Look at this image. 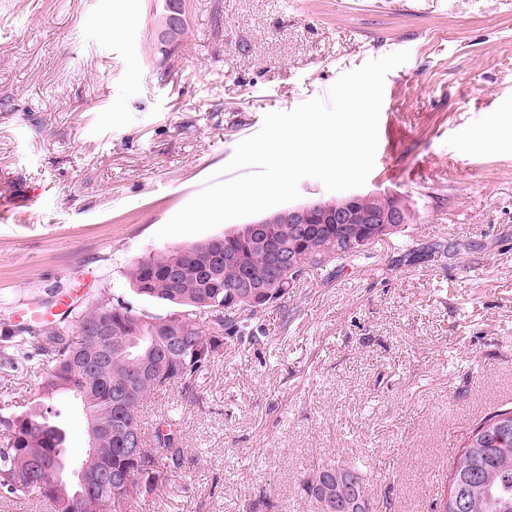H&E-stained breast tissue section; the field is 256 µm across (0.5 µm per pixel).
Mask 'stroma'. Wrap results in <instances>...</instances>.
Segmentation results:
<instances>
[{
	"instance_id": "stroma-1",
	"label": "stroma",
	"mask_w": 512,
	"mask_h": 512,
	"mask_svg": "<svg viewBox=\"0 0 512 512\" xmlns=\"http://www.w3.org/2000/svg\"><path fill=\"white\" fill-rule=\"evenodd\" d=\"M162 54L156 0H0V352L59 297L102 289L144 315L134 262L224 235L156 238L266 113L327 98L406 50L385 79L366 190L413 199L407 236L261 314L190 387L151 392L180 437L159 489L121 512H318L308 469L358 460L375 512H434L475 423L512 405V0H185ZM417 170L422 182L407 181ZM460 252L398 264L406 239ZM291 316H284V309ZM72 457L80 402H54Z\"/></svg>"
}]
</instances>
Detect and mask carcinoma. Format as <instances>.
<instances>
[{"label":"carcinoma","mask_w":512,"mask_h":512,"mask_svg":"<svg viewBox=\"0 0 512 512\" xmlns=\"http://www.w3.org/2000/svg\"><path fill=\"white\" fill-rule=\"evenodd\" d=\"M394 231H388V228ZM307 235L294 236L282 224L271 234L291 254L295 268H273L270 255L257 243L233 232L211 239L203 252L194 245L149 255L130 266L126 280L136 293L179 307L165 315H140L121 296L100 293L74 311L72 326L48 322L18 335L11 365H23L32 352L44 360L37 367V388L29 407L0 408V491L47 502L52 512H108L158 487L166 461H177L176 433L171 426L155 430V447L141 445L139 457L124 451V437L142 432L140 412L150 392L181 383L186 386L208 370L224 350V339L256 343L263 335L260 313L288 299L310 271L330 279L355 261L370 256L367 240L389 239L404 224H308ZM456 241L437 242L405 253L415 262L428 252H458ZM272 297L252 302L254 286ZM106 324L111 352L97 336ZM117 390L122 405L114 407ZM60 395L79 399L88 423L102 434L88 443L79 462L81 477L71 483L57 478V451L65 435L52 420V402ZM512 407L504 406L482 419L460 445L453 462L449 490L466 498V512H512ZM354 479L357 494L368 498L369 474L355 461L317 466L304 477L303 493L325 512V497L336 495V469Z\"/></svg>","instance_id":"1"}]
</instances>
